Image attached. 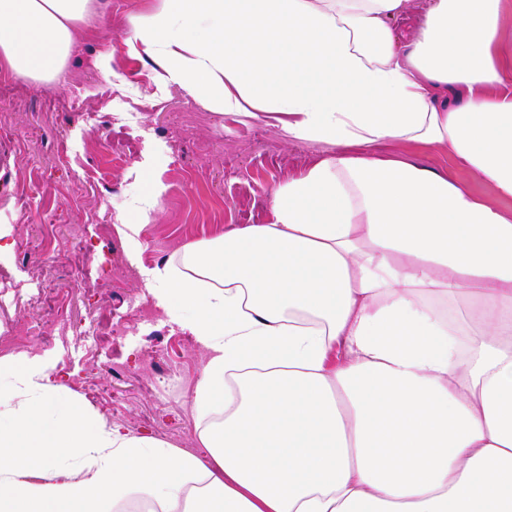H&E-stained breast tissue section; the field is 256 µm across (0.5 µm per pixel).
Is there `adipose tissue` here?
I'll return each instance as SVG.
<instances>
[{
  "instance_id": "adipose-tissue-1",
  "label": "adipose tissue",
  "mask_w": 512,
  "mask_h": 512,
  "mask_svg": "<svg viewBox=\"0 0 512 512\" xmlns=\"http://www.w3.org/2000/svg\"><path fill=\"white\" fill-rule=\"evenodd\" d=\"M90 0H0V73L56 79ZM512 0H164L133 46L216 112L325 143L270 217L149 294L206 351V456L0 359V512H512ZM412 20L408 44L396 25ZM447 150L493 196L412 160Z\"/></svg>"
}]
</instances>
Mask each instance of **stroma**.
Instances as JSON below:
<instances>
[{"label": "stroma", "mask_w": 512, "mask_h": 512, "mask_svg": "<svg viewBox=\"0 0 512 512\" xmlns=\"http://www.w3.org/2000/svg\"><path fill=\"white\" fill-rule=\"evenodd\" d=\"M161 5L92 0L65 83L0 74V225L14 242L0 258V357L38 356L51 382L98 417L199 453L193 398L205 353L147 294L141 271L265 223L273 190L321 148L165 88L161 62L128 44ZM124 224L140 225V248ZM83 252L96 254L92 266L75 265ZM48 283L60 329L44 340L36 297Z\"/></svg>", "instance_id": "1"}]
</instances>
